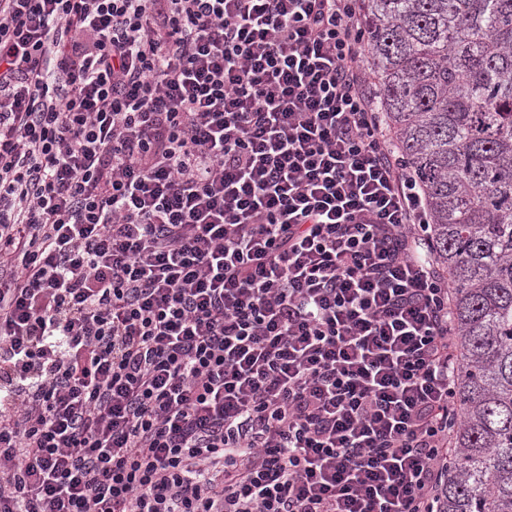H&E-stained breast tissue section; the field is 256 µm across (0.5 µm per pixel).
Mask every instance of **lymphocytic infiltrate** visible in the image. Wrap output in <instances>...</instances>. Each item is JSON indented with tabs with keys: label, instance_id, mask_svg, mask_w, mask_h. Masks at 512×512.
<instances>
[{
	"label": "lymphocytic infiltrate",
	"instance_id": "lymphocytic-infiltrate-1",
	"mask_svg": "<svg viewBox=\"0 0 512 512\" xmlns=\"http://www.w3.org/2000/svg\"><path fill=\"white\" fill-rule=\"evenodd\" d=\"M360 0H0V512H439L460 370Z\"/></svg>",
	"mask_w": 512,
	"mask_h": 512
}]
</instances>
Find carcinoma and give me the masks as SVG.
Here are the masks:
<instances>
[{"instance_id": "1", "label": "carcinoma", "mask_w": 512, "mask_h": 512, "mask_svg": "<svg viewBox=\"0 0 512 512\" xmlns=\"http://www.w3.org/2000/svg\"><path fill=\"white\" fill-rule=\"evenodd\" d=\"M379 107L425 193L462 368L439 512H512V0H362Z\"/></svg>"}]
</instances>
